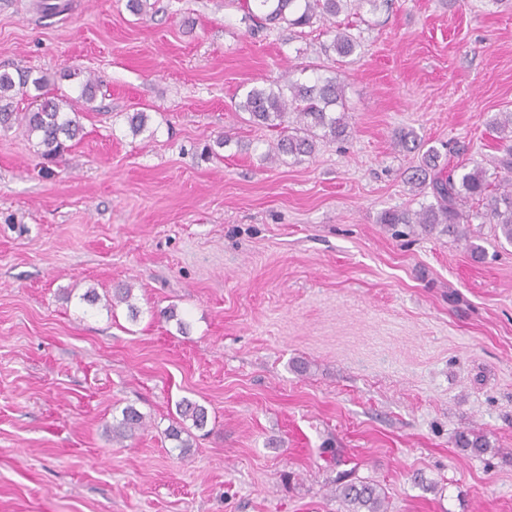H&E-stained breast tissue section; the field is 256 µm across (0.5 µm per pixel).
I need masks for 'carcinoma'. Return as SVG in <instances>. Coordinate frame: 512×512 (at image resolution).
I'll use <instances>...</instances> for the list:
<instances>
[{
  "mask_svg": "<svg viewBox=\"0 0 512 512\" xmlns=\"http://www.w3.org/2000/svg\"><path fill=\"white\" fill-rule=\"evenodd\" d=\"M366 5L375 10L377 0H244L242 8L256 28L282 25L302 28ZM359 47L356 37L338 30L324 51L333 50L348 58ZM45 84V78H33L27 71H19L15 76L7 71L0 72V129L8 130L15 123L23 125L28 136L37 139L40 154L46 159H54L63 155L66 142L83 132L78 103L94 98L96 81L88 73L80 81L78 97L65 94L47 97L33 112L19 114L14 111L13 100L17 94L27 92L30 85L39 92ZM342 97V87L334 78L318 77L307 84L288 77L274 88H251L238 103V110L247 113L250 122L280 131L279 138L268 145L265 157L297 159L312 155L320 139L344 136L347 114L332 112L334 106L342 103ZM495 126L509 142L505 155L498 162L500 179L497 184H492L486 171L478 166L458 174L465 165L440 164V153L430 147L423 154L420 183L431 188L436 204L422 209L413 218L407 212L388 211L382 214L380 223H414L430 230L441 224L443 230L458 235L462 233L461 223L469 219L460 209V202L470 198L481 202L484 208L477 216L484 223L495 225L497 237L512 245V113L497 119ZM207 424V408L183 398L176 405V417L165 429V436L186 452L191 444L182 435L189 434L191 426L202 430ZM145 427L146 416L135 407L127 406L122 410V418L112 426V440L121 442ZM335 492L350 506L349 512H386L385 498L373 484H342Z\"/></svg>",
  "mask_w": 512,
  "mask_h": 512,
  "instance_id": "1",
  "label": "carcinoma"
}]
</instances>
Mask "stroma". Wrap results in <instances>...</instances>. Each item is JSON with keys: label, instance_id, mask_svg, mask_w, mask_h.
Listing matches in <instances>:
<instances>
[{"label": "stroma", "instance_id": "35a3bbf8", "mask_svg": "<svg viewBox=\"0 0 512 512\" xmlns=\"http://www.w3.org/2000/svg\"><path fill=\"white\" fill-rule=\"evenodd\" d=\"M41 2L0 0V71L98 89L55 162L0 132V512H348L342 476L387 512H512V245L474 201L464 238L380 221L434 201L397 132L495 175L512 0L259 31L230 0ZM339 25L346 63L322 51ZM287 75L336 77L348 127L271 160L276 131L237 105ZM184 398L208 425L183 457ZM129 405L146 430L109 441ZM340 28L336 27V35L334 36L331 43L324 47V51L327 53L329 50L337 52L340 57L348 58L357 51L360 47V43L356 37L350 33L339 31ZM187 422H191L190 427L197 430L204 429L208 424L207 408L196 401L184 398L176 405V417H173L171 423L165 429L166 438L176 441L178 448H182L183 454H186L188 448H191L189 439H183L182 435L186 434L191 437Z\"/></svg>", "mask_w": 512, "mask_h": 512}]
</instances>
